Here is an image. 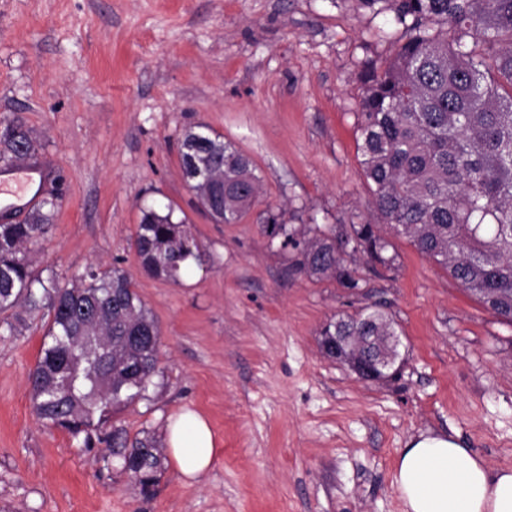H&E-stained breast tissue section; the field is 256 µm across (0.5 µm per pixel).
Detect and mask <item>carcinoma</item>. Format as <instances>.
I'll return each mask as SVG.
<instances>
[{
  "mask_svg": "<svg viewBox=\"0 0 512 512\" xmlns=\"http://www.w3.org/2000/svg\"><path fill=\"white\" fill-rule=\"evenodd\" d=\"M407 39L393 59L364 79L360 163L372 188L378 224L353 225L359 244L383 265L374 230L408 239L486 308L512 323V0H394ZM38 153L21 120L0 129V163ZM183 178L213 215L237 223L255 204L260 178L252 161L221 135L183 133ZM199 171L208 182L195 179ZM48 225L36 209L23 223L0 224V312L46 303L51 314L30 374L35 411L74 435L107 423L131 404L156 372L160 331L127 274L90 266L65 286L34 278L30 246ZM270 240H304L293 267L317 279L357 288L336 238L305 237L278 216L261 225ZM133 246L149 275L177 283L200 261V246L173 209L142 211ZM398 335L379 305L336 318L321 336ZM112 451L140 490L157 481L162 451L151 438L130 442L112 431Z\"/></svg>",
  "mask_w": 512,
  "mask_h": 512,
  "instance_id": "1",
  "label": "carcinoma"
}]
</instances>
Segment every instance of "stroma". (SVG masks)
Masks as SVG:
<instances>
[{
    "instance_id": "stroma-1",
    "label": "stroma",
    "mask_w": 512,
    "mask_h": 512,
    "mask_svg": "<svg viewBox=\"0 0 512 512\" xmlns=\"http://www.w3.org/2000/svg\"><path fill=\"white\" fill-rule=\"evenodd\" d=\"M404 41L389 0H0V128L32 130L59 197L34 273L119 268L161 334L144 397L87 447L34 412L46 309L0 313L14 325L0 326V512H403L399 452L427 431L512 469V326L406 239L392 238L391 266L346 259L355 294L295 271L260 230L269 211L324 231L375 223L357 115L365 74ZM197 125L262 180L238 223H214L183 178ZM167 205L201 247L177 284L133 248L142 209ZM378 301L403 366L370 384L323 356L318 332ZM186 409L218 438L211 468L188 484L163 458L140 493L113 429L160 441Z\"/></svg>"
}]
</instances>
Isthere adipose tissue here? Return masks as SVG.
<instances>
[{"mask_svg": "<svg viewBox=\"0 0 512 512\" xmlns=\"http://www.w3.org/2000/svg\"><path fill=\"white\" fill-rule=\"evenodd\" d=\"M165 446L180 473L198 480L215 456L216 437L201 413L171 416ZM394 483L404 512H512V469L493 471L454 437L422 433L401 449Z\"/></svg>", "mask_w": 512, "mask_h": 512, "instance_id": "adipose-tissue-1", "label": "adipose tissue"}]
</instances>
